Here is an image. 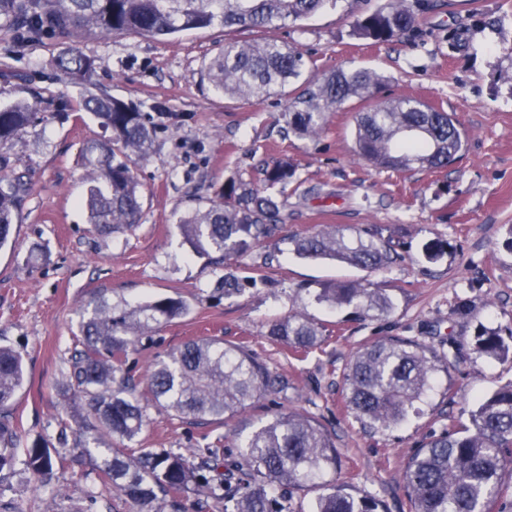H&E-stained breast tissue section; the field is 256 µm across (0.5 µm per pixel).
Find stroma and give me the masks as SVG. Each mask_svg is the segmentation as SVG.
I'll return each instance as SVG.
<instances>
[{
    "label": "stroma",
    "mask_w": 512,
    "mask_h": 512,
    "mask_svg": "<svg viewBox=\"0 0 512 512\" xmlns=\"http://www.w3.org/2000/svg\"><path fill=\"white\" fill-rule=\"evenodd\" d=\"M352 22L340 6L271 36L307 50L316 73L371 69L387 76L392 93L448 112L466 134L454 165L393 171L358 161L349 103L330 115L318 140L283 137L278 96L227 99L203 76L204 61L224 44L219 29L169 39L84 37L79 48L96 63L87 87L55 68L60 40L19 48L12 31L0 28V100H43L39 121L7 150L31 190L13 226L18 248L0 250V345L19 351L28 369L26 388L10 407L19 446L55 442L73 336L82 313L103 298L134 305L181 296L189 314L139 346L130 357L133 370L198 337L245 346L272 373L287 376L290 388L268 396L262 410L239 415L235 426L249 431L288 409L312 417L335 437L337 480L388 512H409L401 470L417 448L451 422H468L477 399L512 381L511 358L493 361L472 345L484 328L512 335V0H446L421 17L424 37L415 47L357 38ZM90 90L132 104L156 130L152 154L132 161L142 186L140 223L109 237L89 232L79 204L87 187L82 148L107 136L80 108ZM282 158L297 167L278 195L288 207V234L336 224L376 229L393 240L399 260L370 273L258 244L230 262L241 292L215 293L219 273L193 253L179 219L215 199L228 178L261 184L263 166ZM434 240L449 249L432 263L424 246ZM345 281L387 289L395 311L361 320L308 294ZM297 312L326 330L323 346L302 357L268 335L273 321ZM389 336L439 351L461 336L464 358L420 414L399 430L370 433L343 403L344 371L361 346ZM150 417L139 445L158 451L185 454L226 432L155 411ZM0 512L135 510L91 465L57 472L43 486L17 463L0 470Z\"/></svg>",
    "instance_id": "35a3bbf8"
}]
</instances>
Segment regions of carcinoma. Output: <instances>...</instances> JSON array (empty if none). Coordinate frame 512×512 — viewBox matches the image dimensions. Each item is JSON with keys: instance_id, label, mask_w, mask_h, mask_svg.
I'll return each mask as SVG.
<instances>
[{"instance_id": "cac0c4a2", "label": "carcinoma", "mask_w": 512, "mask_h": 512, "mask_svg": "<svg viewBox=\"0 0 512 512\" xmlns=\"http://www.w3.org/2000/svg\"><path fill=\"white\" fill-rule=\"evenodd\" d=\"M338 0H0V26L14 32L19 46L50 36L66 41L57 66L78 83H87L94 60L77 47L87 34L135 32L172 38L198 29L237 28L256 32L281 29L329 8ZM445 6L444 0H385L352 23V35L375 43L410 40L419 18ZM308 61L295 43L276 39L224 40L206 63L212 88L229 99H263L271 90L293 84L282 116L287 134L316 140L328 115L350 101L358 157L377 168L435 170L454 164L465 147V133L446 112L414 97L385 93L387 79L372 70H338L306 78ZM83 108L112 136L85 151L91 180L84 199L91 231L124 233L138 223L140 183L131 158L150 155L154 131L138 109L105 92L83 98ZM37 103L16 99L0 104V249L16 248L17 223L29 187L10 172L2 149L33 124ZM269 186L287 185L295 176L287 160L263 168ZM288 221L277 197L234 178L224 183L220 201L190 212L181 230L193 252L224 274L216 290L241 291L228 261L252 245H288L303 259H331L365 271L395 262L390 241L372 229L326 225L310 234H282ZM319 303L351 307L361 319L388 316L395 303L384 288L359 282L319 288ZM189 312L180 297H163L133 308L105 300L82 318L69 371L63 384L68 401L64 427L86 437L83 460L112 483L136 512H161L160 497L190 492L224 503V512H301L293 492L320 490L311 512H385L374 498L354 496L329 478L339 465L332 434L318 421L295 411L281 412L239 438V454L225 457L224 436L189 456L133 444L150 416L144 395L178 419L220 424L257 406L272 394H287L288 379L275 375L253 353L220 338L192 339L155 360L135 377L127 365L142 340ZM269 335L297 352L322 344L323 328L302 313L273 322ZM474 349L492 360L512 352L503 336L485 330ZM462 344L448 340L440 355L411 339L390 337L355 352L344 373V399L364 429L399 428L435 390L438 374L448 372ZM20 353L0 346V410L24 388ZM8 427L0 422V468L15 455ZM24 464L41 483L53 475L54 456L36 441ZM512 478V381L480 399L469 423L452 425L431 438L408 460L401 474L411 512H497L505 477Z\"/></svg>"}]
</instances>
